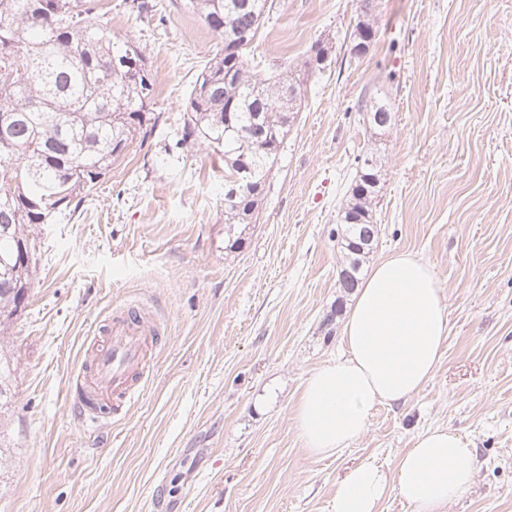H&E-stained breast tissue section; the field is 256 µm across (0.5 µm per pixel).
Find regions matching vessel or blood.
Wrapping results in <instances>:
<instances>
[{
	"mask_svg": "<svg viewBox=\"0 0 512 512\" xmlns=\"http://www.w3.org/2000/svg\"><path fill=\"white\" fill-rule=\"evenodd\" d=\"M159 329L134 310L115 312L103 342H91L88 364L78 381L82 396L99 407L132 401L151 373L152 349Z\"/></svg>",
	"mask_w": 512,
	"mask_h": 512,
	"instance_id": "b4317fda",
	"label": "vessel or blood"
}]
</instances>
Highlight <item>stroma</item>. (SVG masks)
<instances>
[{
  "label": "stroma",
  "mask_w": 512,
  "mask_h": 512,
  "mask_svg": "<svg viewBox=\"0 0 512 512\" xmlns=\"http://www.w3.org/2000/svg\"><path fill=\"white\" fill-rule=\"evenodd\" d=\"M156 3L139 16L100 0L113 36L145 50L161 122L76 212L34 227L31 288L0 337L16 390L0 512H329L347 466L393 472L418 433L448 425L480 469L447 512H512V0H376L379 39L362 56L359 0H276L246 56L259 74L303 75L301 105L233 251L223 161L175 146L220 43ZM318 42L327 65L305 75ZM372 97L395 114L378 139L360 110ZM366 150L381 163L372 255L428 260L450 331L417 396L376 407L359 440L318 459L294 410L340 352L336 214ZM128 306L160 329L152 373L134 403L84 421L87 343Z\"/></svg>",
  "instance_id": "stroma-1"
}]
</instances>
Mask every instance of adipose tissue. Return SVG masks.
<instances>
[{"label": "adipose tissue", "instance_id": "adipose-tissue-1", "mask_svg": "<svg viewBox=\"0 0 512 512\" xmlns=\"http://www.w3.org/2000/svg\"><path fill=\"white\" fill-rule=\"evenodd\" d=\"M449 334L445 290L422 256L400 250L360 283L342 331V352L307 378L294 421L308 453L325 457L366 431L372 409L403 406L434 375ZM476 449L451 427L419 434L393 473L372 460L337 480L330 512H379L393 495L414 512H446L474 484Z\"/></svg>", "mask_w": 512, "mask_h": 512}]
</instances>
